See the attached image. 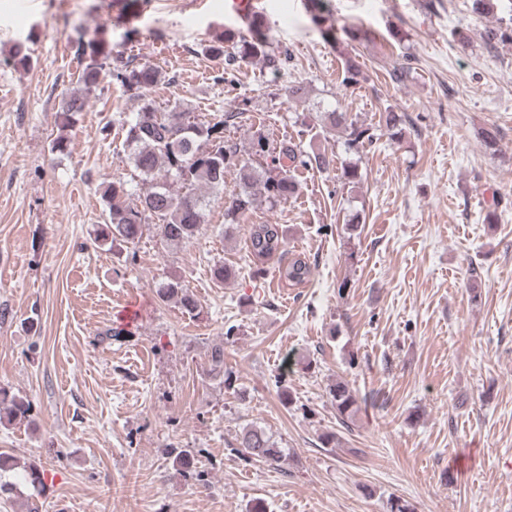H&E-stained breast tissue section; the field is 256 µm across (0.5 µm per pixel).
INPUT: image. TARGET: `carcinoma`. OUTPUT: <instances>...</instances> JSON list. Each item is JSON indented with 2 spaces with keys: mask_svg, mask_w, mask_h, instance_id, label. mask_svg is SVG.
Masks as SVG:
<instances>
[{
  "mask_svg": "<svg viewBox=\"0 0 512 512\" xmlns=\"http://www.w3.org/2000/svg\"><path fill=\"white\" fill-rule=\"evenodd\" d=\"M226 41L233 43L234 52L224 53V45L209 46V53L224 58L225 69L232 70L240 63L265 59L272 68L286 64L288 52L273 54L264 20L253 15L244 32L229 33ZM77 57L81 65L79 88L68 93L59 110V134L52 150L68 151L69 139L65 133L75 116L84 111L88 97L102 80L109 76L141 101L138 112L122 125L124 147L134 176L147 185L142 193L131 191L132 181L121 178L108 182L101 197L105 205V219L99 239L113 246L136 245L150 225L160 228L163 240L170 246L192 241L204 223V210L210 197L224 190V176L233 172L237 191L224 207V237L232 236L240 220L259 206L274 210L297 197V171L308 167L324 168L329 164L322 152L307 150L301 143L276 144L258 125L250 136V152L243 156L237 144L226 137L227 129L248 111L247 103L234 112L201 113V120L190 128L179 124L182 113L189 111L179 102L165 112L158 111L151 98L152 91L162 82V72L155 66L138 61L136 56L125 59L112 56V47L103 38L79 41ZM408 116L387 112L383 117L385 129L394 139H400ZM306 130L318 127L321 131H341L345 151L357 154L377 140L376 129L359 122L346 112L331 109L308 114L301 121ZM285 230L280 224H251L248 227L246 248L254 261L253 278L265 273L264 264L283 252ZM313 267L302 253H293L288 261L279 263L278 278L283 286L301 288L312 278ZM162 296L174 299L182 309L192 313L198 302L183 287L180 278L172 276L162 288ZM211 370L224 378V387L232 389L237 382L233 367L224 365V348L212 349ZM339 424L350 428L359 412L358 398L348 384L339 381L330 389ZM30 403L21 397L10 399L7 420L24 421L31 413ZM234 452L247 463L263 462L269 465L281 461L280 448L261 429L243 430L239 447Z\"/></svg>",
  "mask_w": 512,
  "mask_h": 512,
  "instance_id": "1",
  "label": "carcinoma"
}]
</instances>
